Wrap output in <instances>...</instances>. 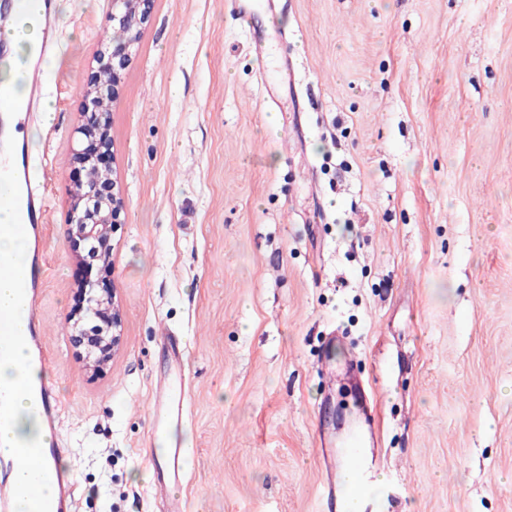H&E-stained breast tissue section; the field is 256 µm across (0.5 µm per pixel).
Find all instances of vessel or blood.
Instances as JSON below:
<instances>
[{
    "label": "vessel or blood",
    "instance_id": "b4317fda",
    "mask_svg": "<svg viewBox=\"0 0 512 512\" xmlns=\"http://www.w3.org/2000/svg\"><path fill=\"white\" fill-rule=\"evenodd\" d=\"M25 77L28 85L26 103L9 112L0 111V203L9 205L14 211L15 222L10 227L11 232L33 240L34 247L27 271L16 272L5 261L0 263V273L17 278L30 312L29 339L38 347L42 340L36 310L46 277L44 226L47 222V207L44 188L32 174L27 146L17 138L16 132L40 101L43 91L42 71L35 66L28 67ZM154 409L164 431L181 428L187 423L188 405L180 373H173L163 379L154 396ZM193 455V449L184 444L168 442L153 464L155 484H181ZM341 456L342 462L331 473L324 492L328 512H343L346 498L353 492L363 490L364 472L373 466L354 439L346 442ZM18 462L17 456L0 454V512H11L13 507L16 487L12 472ZM53 478L56 494L52 512H72V475L58 470Z\"/></svg>",
    "mask_w": 512,
    "mask_h": 512
}]
</instances>
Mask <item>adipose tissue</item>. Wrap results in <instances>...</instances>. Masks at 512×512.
<instances>
[{"label":"adipose tissue","mask_w":512,"mask_h":512,"mask_svg":"<svg viewBox=\"0 0 512 512\" xmlns=\"http://www.w3.org/2000/svg\"><path fill=\"white\" fill-rule=\"evenodd\" d=\"M9 42L12 56L0 63V92L8 93L16 102H23L25 84L22 69L37 60L40 53V32L35 16L22 17L11 29L0 33ZM42 376L31 364L24 345L15 336H0V393H5L11 411L7 427H0V450L8 448L20 454L22 463L15 477L19 487L16 512H39L31 497L32 485H39L44 495H51L50 481H39L41 448L47 447L48 436L34 413L32 390Z\"/></svg>","instance_id":"adipose-tissue-1"}]
</instances>
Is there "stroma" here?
Segmentation results:
<instances>
[{
  "label": "stroma",
  "instance_id": "stroma-1",
  "mask_svg": "<svg viewBox=\"0 0 512 512\" xmlns=\"http://www.w3.org/2000/svg\"><path fill=\"white\" fill-rule=\"evenodd\" d=\"M58 11L53 113L28 129L76 512H165L153 400L174 341L187 512H321V441L353 429L384 481L363 512H512V0H258L246 20L154 0L111 107L122 341L98 373L67 342L68 210L111 4Z\"/></svg>",
  "mask_w": 512,
  "mask_h": 512
}]
</instances>
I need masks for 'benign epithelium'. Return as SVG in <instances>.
Returning a JSON list of instances; mask_svg holds the SVG:
<instances>
[{
	"label": "benign epithelium",
	"mask_w": 512,
	"mask_h": 512,
	"mask_svg": "<svg viewBox=\"0 0 512 512\" xmlns=\"http://www.w3.org/2000/svg\"><path fill=\"white\" fill-rule=\"evenodd\" d=\"M109 21L123 31L126 38L100 46L98 67L88 75L83 88L87 106L93 118L81 120L74 128L78 148L73 163L85 171L72 194L69 213V235L86 244V254L79 262L91 264L97 259V248L108 257L112 225L118 222L123 199L115 192L109 177L112 139L110 135V106L117 95L120 72L132 57V48L150 16L152 0H111ZM81 310L70 326L69 343L77 350L86 366L94 371L105 369L120 349L121 318L114 306L112 292L86 280L82 283Z\"/></svg>",
	"instance_id": "1"
}]
</instances>
